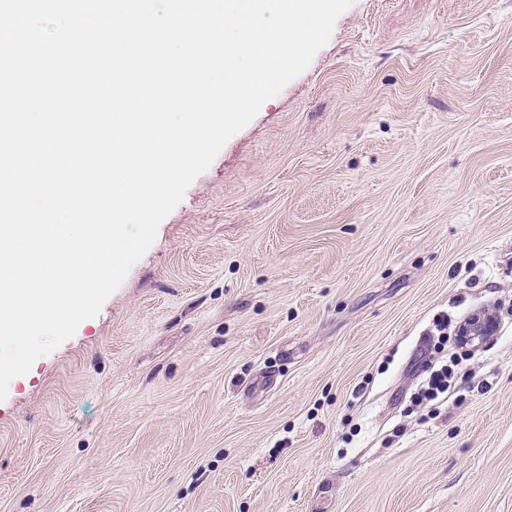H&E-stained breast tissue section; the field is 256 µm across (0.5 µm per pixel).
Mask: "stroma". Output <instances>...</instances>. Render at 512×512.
<instances>
[{"mask_svg": "<svg viewBox=\"0 0 512 512\" xmlns=\"http://www.w3.org/2000/svg\"><path fill=\"white\" fill-rule=\"evenodd\" d=\"M0 512H512V0H355L11 381ZM494 332V321L482 314H477L460 326L459 337L465 345L478 346L492 336ZM450 364L444 363L437 366V363L433 366L430 362L427 363L430 374L426 380L424 388L419 391L416 397L417 402L421 405L424 401L432 402L438 399L442 395H447L452 387V382L455 377L454 367L456 361L450 357Z\"/></svg>", "mask_w": 512, "mask_h": 512, "instance_id": "35a3bbf8", "label": "stroma"}]
</instances>
